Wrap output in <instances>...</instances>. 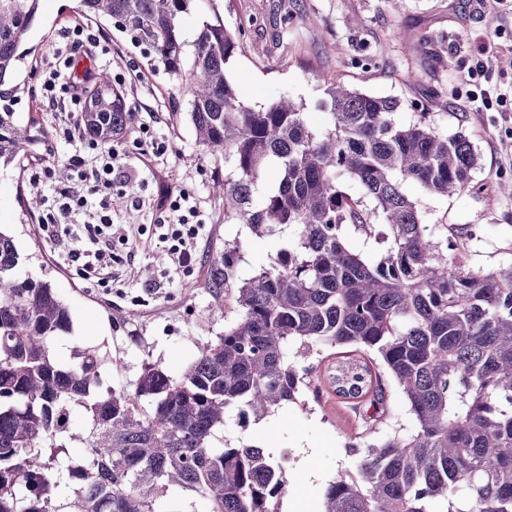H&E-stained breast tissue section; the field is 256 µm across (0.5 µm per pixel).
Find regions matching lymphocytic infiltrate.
Segmentation results:
<instances>
[{
	"label": "lymphocytic infiltrate",
	"instance_id": "obj_1",
	"mask_svg": "<svg viewBox=\"0 0 512 512\" xmlns=\"http://www.w3.org/2000/svg\"><path fill=\"white\" fill-rule=\"evenodd\" d=\"M67 43L57 48L56 58L42 70V96L54 110L62 112L66 121L56 132L58 141L66 145L63 165L36 164L31 178L47 190L39 208L38 224L48 237L66 238L68 254L80 260L84 278L97 280L101 286L113 282L112 242L129 241L124 225L113 223L110 205L114 190L130 186L139 177L137 168L123 162L118 146L102 144L85 136L80 129L84 108L83 85L92 83L95 74L86 69L81 80H74L71 71L78 59L75 52L83 44H91L102 54H110L111 43L92 21L85 20L67 28ZM76 172L82 184L74 189L61 170ZM158 207L173 220L167 254L171 264L189 270L197 264L198 241L206 226L200 218V208L188 192H163ZM86 214L87 220L76 228H66L73 214Z\"/></svg>",
	"mask_w": 512,
	"mask_h": 512
}]
</instances>
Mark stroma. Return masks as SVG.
<instances>
[{"mask_svg":"<svg viewBox=\"0 0 512 512\" xmlns=\"http://www.w3.org/2000/svg\"><path fill=\"white\" fill-rule=\"evenodd\" d=\"M77 5L78 0H42L27 41L30 53L16 76L15 111L20 121L38 120L39 141L27 153L31 159L54 163L64 150L55 138L63 116L42 103L41 70L65 27L78 18ZM224 25L245 32L243 49L226 72L248 106L288 96L302 103L313 128H323L326 72L360 92L399 99V122L424 112L442 134L465 132L479 155L476 191L441 196L413 182L403 189L422 223L444 224L466 236L471 268L512 265V196L499 191L500 184L512 183V8L494 0L483 5L477 0H224ZM109 36L110 55L98 56L91 47L81 48V55L97 57L98 79L123 76L120 90L135 100L138 119L155 115L157 136L169 141L167 155L156 164L159 178L147 176L131 187L144 198V207L137 211L123 203L112 210L114 223L137 229L134 248L113 250L117 284L107 291L83 280L78 264L68 263L64 245L42 232L36 220L41 188L31 183L27 167L0 169V224L16 229L20 252H38V261L22 266L20 274L49 278L74 314L80 344L106 346L118 359L103 379L120 389L136 380L147 361L180 371L196 357L201 341L223 331L209 275L212 257L225 241L239 239L238 274L244 278L268 264L276 243L253 236L244 225L225 223L222 200L214 193L215 181L224 177L223 162L198 146L189 125L171 123L179 93L163 74L143 69L142 49L119 30ZM489 42L497 47L492 58L481 51ZM485 91L505 94L504 106L484 108L479 96ZM164 188L193 194L211 226L190 272H172L160 240L166 216L152 201ZM364 429L329 392L318 404L282 406L257 427L241 426L232 413L224 420V437L235 443L258 435L276 449H316L312 465L292 457L281 498L285 504L309 501L313 512H319L328 483L339 472L355 470L357 457L348 443Z\"/></svg>","mask_w":512,"mask_h":512,"instance_id":"stroma-1","label":"stroma"}]
</instances>
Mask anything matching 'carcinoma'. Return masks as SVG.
<instances>
[{"label":"carcinoma","instance_id":"obj_1","mask_svg":"<svg viewBox=\"0 0 512 512\" xmlns=\"http://www.w3.org/2000/svg\"><path fill=\"white\" fill-rule=\"evenodd\" d=\"M41 0H0V165L34 143L13 102L21 46ZM223 0H78L144 46L147 67L183 95L175 119L224 158V223L278 249L250 278L237 274L240 241L213 257L216 308L233 293L236 317L175 374L145 362L129 386L103 389L111 353L73 337L70 306L50 281L23 278L14 237L0 229V512H187L195 493L209 512H279L286 471L265 448L224 439V418L244 422L321 401L322 387L375 422L390 379L415 422L350 442L356 472L325 490L321 512H512V265L469 268L466 243L446 224H423L406 181L452 195L476 189L479 156L461 132L443 135L426 113L396 120L401 101L326 77L328 123L310 127L302 105L280 97L254 109L225 66L241 35L224 27ZM195 12L196 32L182 19ZM134 119L107 84L87 97L83 131L103 144ZM356 181L364 198L341 190ZM271 186L261 187L263 181ZM381 245L370 260L350 244ZM74 341L70 360L56 346ZM317 354L325 378L290 358ZM78 407L86 425L71 428ZM85 448L71 454L74 443Z\"/></svg>","mask_w":512,"mask_h":512}]
</instances>
